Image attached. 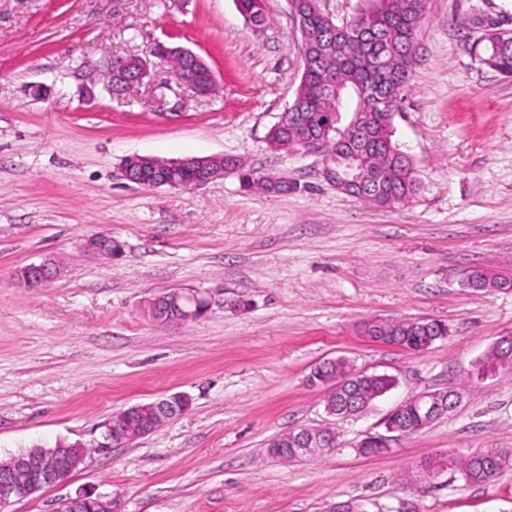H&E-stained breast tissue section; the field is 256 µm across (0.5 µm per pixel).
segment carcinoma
<instances>
[{"instance_id":"1","label":"carcinoma","mask_w":512,"mask_h":512,"mask_svg":"<svg viewBox=\"0 0 512 512\" xmlns=\"http://www.w3.org/2000/svg\"><path fill=\"white\" fill-rule=\"evenodd\" d=\"M302 11L310 38V60L304 68L288 116L282 125L271 129L272 149L283 152L298 150L300 142L313 141L320 151L336 160L342 168L353 162L359 166L362 187L356 194L372 205L391 208L415 196L419 189L414 163L393 140V118L401 95L408 84L416 57L409 51L416 18L426 12V0H392L385 14L356 21L335 18L323 11L321 0H294ZM241 13L251 16L253 25L263 26L268 13L261 0H237ZM484 43L483 62L505 77H512V31L490 28L480 37ZM188 81L203 93L210 94L215 84L208 70L188 57L174 56ZM353 91L359 100L361 125L337 127L343 95ZM246 189L267 193H286L293 183L282 176L271 181L250 170L239 174ZM467 287L476 290L508 288L512 281L474 270L466 279ZM365 332L371 338L412 350L430 346L448 335V326L440 321H402L368 323ZM477 375L499 371L512 372V338L499 339L476 367ZM342 361H328L316 367L313 377L332 384L325 408L340 419L364 413L372 402L385 394L392 380L385 375L358 373L345 377ZM387 423L409 433L424 429L427 423L414 403H405ZM298 441L290 437L273 443L268 452L281 459L298 460L294 451ZM512 465V451L484 448L453 462L463 480L472 485H488L502 470Z\"/></svg>"}]
</instances>
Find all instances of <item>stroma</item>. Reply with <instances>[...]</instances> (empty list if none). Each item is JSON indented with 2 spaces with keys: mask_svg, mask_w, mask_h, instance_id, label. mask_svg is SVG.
Wrapping results in <instances>:
<instances>
[{
  "mask_svg": "<svg viewBox=\"0 0 512 512\" xmlns=\"http://www.w3.org/2000/svg\"><path fill=\"white\" fill-rule=\"evenodd\" d=\"M248 25L235 0H0V459L68 439L90 454L69 484L9 512H58L79 489L120 512H512V469L488 486L458 472L417 478L429 457L512 450V376H474L512 336V290L466 288L469 271L512 277V78L481 61L486 29H512V0H428L417 63L393 119L420 182L380 208L336 189L319 154L267 136L303 72L290 0ZM193 50L217 91L152 70L124 95L91 73L154 41ZM44 95H34V87ZM132 154H221L285 175L294 191L243 188L227 173L192 189L123 179ZM111 234L118 258L88 254ZM55 259L61 276L26 287L19 271ZM197 288L207 314L163 327L144 312L168 289ZM248 300L240 308L239 300ZM370 320H439L424 352L371 340ZM346 358L394 387L364 416L336 422V448L283 462L268 442L327 422L312 369ZM464 387L427 428L387 433L413 396ZM182 415L125 446L102 447L112 416L174 393ZM388 435L384 451L358 445Z\"/></svg>",
  "mask_w": 512,
  "mask_h": 512,
  "instance_id": "1",
  "label": "stroma"
}]
</instances>
